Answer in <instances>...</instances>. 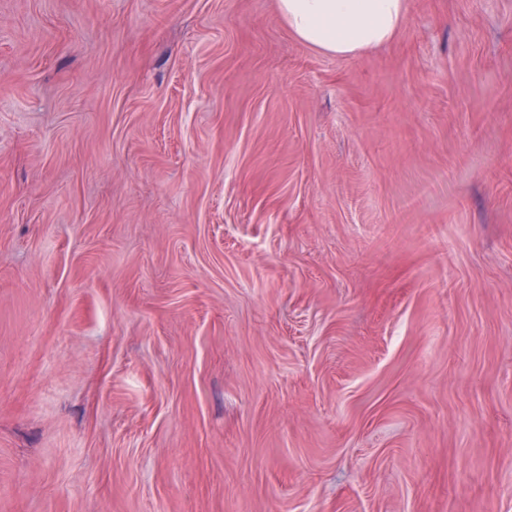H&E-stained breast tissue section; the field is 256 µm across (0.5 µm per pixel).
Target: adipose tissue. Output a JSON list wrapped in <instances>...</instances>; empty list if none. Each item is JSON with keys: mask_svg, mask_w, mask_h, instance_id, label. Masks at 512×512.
<instances>
[{"mask_svg": "<svg viewBox=\"0 0 512 512\" xmlns=\"http://www.w3.org/2000/svg\"><path fill=\"white\" fill-rule=\"evenodd\" d=\"M277 6L300 42L354 58L394 37L408 0H277Z\"/></svg>", "mask_w": 512, "mask_h": 512, "instance_id": "adipose-tissue-1", "label": "adipose tissue"}]
</instances>
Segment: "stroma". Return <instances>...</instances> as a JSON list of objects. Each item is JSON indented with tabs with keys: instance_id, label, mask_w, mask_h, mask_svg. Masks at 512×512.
<instances>
[{
	"instance_id": "stroma-1",
	"label": "stroma",
	"mask_w": 512,
	"mask_h": 512,
	"mask_svg": "<svg viewBox=\"0 0 512 512\" xmlns=\"http://www.w3.org/2000/svg\"><path fill=\"white\" fill-rule=\"evenodd\" d=\"M0 512H512V0H0ZM277 6L300 42L355 58L394 37L405 22L408 0H277Z\"/></svg>"
}]
</instances>
